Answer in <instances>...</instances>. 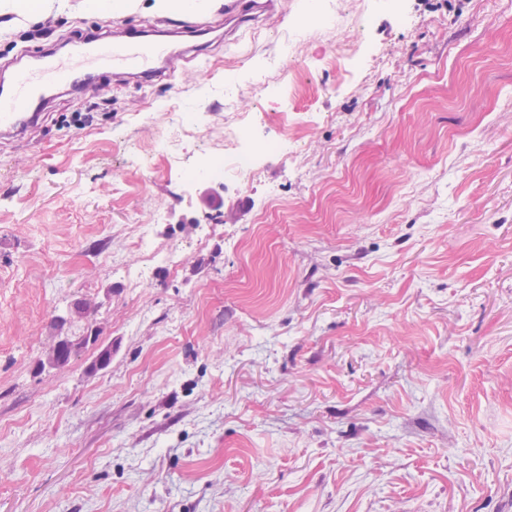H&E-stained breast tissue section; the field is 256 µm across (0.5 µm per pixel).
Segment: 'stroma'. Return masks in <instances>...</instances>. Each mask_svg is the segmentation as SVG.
Returning a JSON list of instances; mask_svg holds the SVG:
<instances>
[{"mask_svg":"<svg viewBox=\"0 0 512 512\" xmlns=\"http://www.w3.org/2000/svg\"><path fill=\"white\" fill-rule=\"evenodd\" d=\"M201 4L202 37L144 4L0 11L6 78L81 32L181 58L52 90L0 138V512H512V0H344L335 66L299 27L322 0L242 29ZM286 38L297 70L260 88ZM173 112L195 123L155 155ZM228 112L295 150L184 182ZM83 299L68 332L111 365L39 367ZM140 0H84L85 9L89 14L108 17L123 14L137 6Z\"/></svg>","mask_w":512,"mask_h":512,"instance_id":"1","label":"stroma"}]
</instances>
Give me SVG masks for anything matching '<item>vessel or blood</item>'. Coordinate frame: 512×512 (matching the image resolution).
Instances as JSON below:
<instances>
[{
  "mask_svg": "<svg viewBox=\"0 0 512 512\" xmlns=\"http://www.w3.org/2000/svg\"><path fill=\"white\" fill-rule=\"evenodd\" d=\"M83 52L77 57L61 58L43 66L18 68L7 87L0 89V135H23L33 124L28 107L46 89L79 84L88 70L127 68L147 78L157 75L158 66L165 61V48L157 42L142 40L138 30H124L120 39L101 36L82 37Z\"/></svg>",
  "mask_w": 512,
  "mask_h": 512,
  "instance_id": "vessel-or-blood-1",
  "label": "vessel or blood"
}]
</instances>
